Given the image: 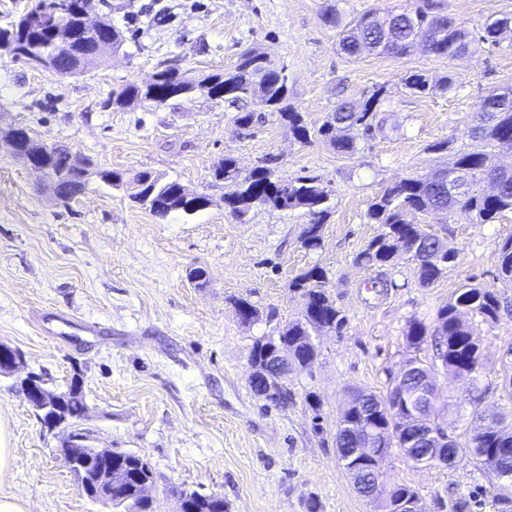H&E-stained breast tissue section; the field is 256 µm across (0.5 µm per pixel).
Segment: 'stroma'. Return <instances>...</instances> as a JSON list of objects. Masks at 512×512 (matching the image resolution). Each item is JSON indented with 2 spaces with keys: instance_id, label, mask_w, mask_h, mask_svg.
Wrapping results in <instances>:
<instances>
[{
  "instance_id": "1",
  "label": "stroma",
  "mask_w": 512,
  "mask_h": 512,
  "mask_svg": "<svg viewBox=\"0 0 512 512\" xmlns=\"http://www.w3.org/2000/svg\"><path fill=\"white\" fill-rule=\"evenodd\" d=\"M409 4L93 0L91 19L111 22L124 43L89 72L60 78L0 50V125L27 126L98 166L147 170L212 200L196 214L158 218L127 192L95 182L64 202L0 142V342L60 389L82 369L89 408L82 430L96 445L143 457L154 476L156 512H178L184 490L218 494L224 512H307L312 499L318 512H372L333 445L346 390L385 394L407 359H431L430 348H409L406 326L432 323L465 285L494 289L509 303L497 320H472L488 365L478 383L486 391L481 409L490 416L508 400L499 368L512 356V282L499 278L498 265L512 237V211L490 224L455 211L429 224L457 256L427 287L408 256L381 268L358 261L380 232L367 215L374 198L472 149L477 103L512 83V33L495 48L453 61L418 48L352 62L338 49L337 28L323 19L331 7L347 22ZM442 5L474 32L512 17V0ZM249 49L284 70L288 101L308 126H320L340 101L361 103L378 91L381 128L342 155L317 139L299 142L275 114L240 126L236 108L203 91L162 105L108 104L125 84L148 82L162 69L199 79L231 69ZM414 72L433 88L408 90L403 78ZM444 76L450 86L438 87ZM441 142L449 151H436ZM227 156L244 171L270 167L279 180L318 177L330 206L320 246H304L309 218L300 209L259 205L246 222L235 219L224 207V182L212 176ZM314 266L324 270V288L346 323L317 336L311 371L290 375L288 400L275 405L252 391L248 351L255 338L301 317L304 301L289 283ZM196 267L206 270L204 280L190 279ZM375 279L386 283L381 292L366 288ZM239 298L258 310L257 320L239 319ZM438 386L441 418L464 435L474 409L468 382L443 373ZM310 392L321 400L319 411L305 401ZM0 426L14 450L0 495L21 498L27 512H112L78 489L60 454L62 434L42 425L9 379L0 380ZM384 469L419 492L423 512H452L462 494L472 498L470 512H497L491 477L468 462L427 468L395 451Z\"/></svg>"
}]
</instances>
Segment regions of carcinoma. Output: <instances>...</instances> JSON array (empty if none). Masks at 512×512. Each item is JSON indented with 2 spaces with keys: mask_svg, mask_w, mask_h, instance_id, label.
Here are the masks:
<instances>
[{
  "mask_svg": "<svg viewBox=\"0 0 512 512\" xmlns=\"http://www.w3.org/2000/svg\"><path fill=\"white\" fill-rule=\"evenodd\" d=\"M65 14L71 25L78 31L75 51L69 55L59 54L56 65L63 71L80 74L96 64L94 55L97 37L89 34L81 25L78 15L79 0H64ZM439 0H415L413 7L390 16L387 33L367 22L370 14L365 13L342 26L339 39L340 52L349 59H358L365 54H387L389 50L379 48V41L387 36L396 43V55L410 52L416 38L422 37L427 42V52L433 56L449 61L470 48L478 46L490 48L498 44L496 38L497 22L485 25L479 32L472 33L455 21L438 28L434 18L440 13ZM10 36L14 42L22 43L32 49L49 54L52 52V34L50 27L40 21L22 27L15 20L6 27H0V34ZM214 81V98L222 99L239 108L236 123L247 127L254 122L257 112L240 108V105L252 100L259 102L260 111L276 112L281 120L288 123L293 136L303 142L317 137L327 143L336 152L351 155L355 151L359 135H368L375 129L377 106L381 91H376L367 101L354 104L348 101L340 103L323 123L314 131L304 123L300 113L288 104L287 76L281 69L270 66L262 54L248 52L241 56L236 67L227 72L211 73L204 76ZM189 83V79L177 71L164 69L157 72L147 84H126L109 104L116 107L124 105V98L143 99L158 105L168 102L171 87ZM475 146L468 152L455 155L452 164L469 172L482 174L488 170L490 157L504 145L512 146V84L490 90L483 97L477 109V125L471 132ZM69 148H59L57 154L48 164L56 174L65 176L61 182L63 198L70 199L81 193L80 185L69 177ZM101 182L115 189L129 188L136 184L144 185V191L150 199L141 197V193H130L136 203L141 204L158 216H165L173 211L194 214L202 210L198 205L187 209L178 207L172 194L179 188V181L165 180L149 171H140L133 177L119 170L100 172ZM213 178L222 181L228 188L224 194V205L231 215L243 222L247 219L256 200L262 205L277 209H303L310 217V223L304 230L303 244L308 249L320 245V225L329 213L326 206L328 195L313 176H300L290 181H275L271 169L259 166L247 175H241L236 161L226 157L213 169ZM459 208L465 211L476 224H489L503 212L512 210V174L498 179L497 192L486 194L477 189L468 198L457 201L448 195V188L421 178L409 177L397 185L385 190L376 197L368 208V216L381 225L380 233L368 247L360 253V260L367 266L381 268L392 260L394 242H399L411 251L410 259L415 262L419 283L430 286L440 279L448 268V262L456 258L455 248L439 235L426 231L422 225L405 220V214L411 212L424 219H435L443 211ZM443 253L442 262L433 265L427 255ZM498 268L499 277L512 281V238L507 239L501 248ZM325 272L313 267L294 277L289 288H301L310 298V312L304 319L289 323L288 342L298 343V353L288 371L276 378L282 389L274 401L288 396V375L303 372L311 368V351L303 342V337L319 332V326L328 324L340 330L346 322L342 311L327 295L323 288ZM502 302L497 293L486 287L468 285L456 293L453 300L436 313L433 325L420 320H411L406 326L405 337L409 346L420 349L425 344L435 349L434 358L429 361L412 358L414 374L403 382L401 388L405 395L413 400H421V394L432 390L427 385L425 375L436 378L439 370L464 375L470 381L476 380L487 370V362L475 336L473 326L462 319L464 315L481 317L485 321L497 319ZM393 388L386 394L358 389L352 393L357 398L356 405L345 411L343 426L336 428L334 443L337 460L343 468L355 464L359 469L358 481L354 490L366 498L374 512H404L403 505L413 499H420L418 491L406 484L377 476L366 463L359 461L357 439L352 433L362 432L359 420L378 426L387 427L383 410L390 401ZM86 411L83 392L71 394L67 404V420L73 426L83 419ZM512 418V406L503 408L500 417L488 420L479 412H473L469 434L464 440L455 442L460 455L482 469L493 467L499 480L512 483V434H502V422ZM386 439L392 448L398 449L403 457L415 464L436 465L435 457L428 448L413 445L403 446L389 433ZM113 464L128 473L126 481L115 487L112 495L114 512H126L131 507L138 512H155L153 502L134 493L137 481L153 477L152 470L129 452L115 455Z\"/></svg>",
  "mask_w": 512,
  "mask_h": 512,
  "instance_id": "carcinoma-1",
  "label": "carcinoma"
}]
</instances>
